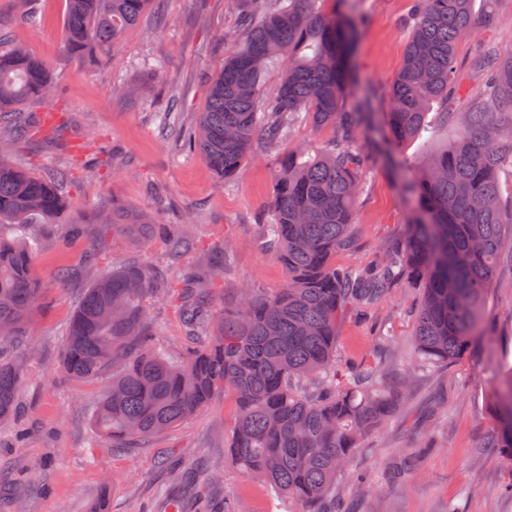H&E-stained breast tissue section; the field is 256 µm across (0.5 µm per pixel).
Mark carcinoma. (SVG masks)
<instances>
[{
    "label": "carcinoma",
    "instance_id": "1",
    "mask_svg": "<svg viewBox=\"0 0 512 512\" xmlns=\"http://www.w3.org/2000/svg\"><path fill=\"white\" fill-rule=\"evenodd\" d=\"M237 0L242 43L209 83V100L185 141L221 181L234 177L256 133L278 148L291 127H329L334 137L313 150L296 146L279 154L278 174L261 225L260 244L286 273L283 288L259 297L240 290L235 303L216 309L203 283L223 268L185 265L175 277L130 260L93 279L71 317L61 365L73 377L112 371V385L92 416L97 434L113 448H132L197 415L214 397L234 394L237 419L228 448L250 477L295 500L300 512H342L336 480L364 438L394 411L411 373L392 386L372 367L339 376L338 324L347 311L375 304L394 278L410 274L423 288L414 346L421 365L453 363L490 338L485 299L502 251H512V207L499 196V173L512 168V55L490 50L471 65L485 74L489 97L466 112H445L457 124L451 141L422 159L397 157L423 130L431 105L458 90L457 45L477 24L473 0H414L412 32L387 94L386 111L369 96L351 94V52L360 28L357 0ZM148 0H67L64 51L90 59L135 27ZM281 63L277 89L265 91L272 65ZM56 82L45 63L21 47L0 51V114L51 96ZM35 119L0 130V346L31 336L41 288L33 255L45 226L69 211L65 173L45 181L16 165L15 144ZM380 156L411 179L403 187L414 204L404 244L388 247L373 271L336 265L353 248V215L361 191L358 131ZM138 237L169 238L180 259L193 239L186 227L147 224L119 214ZM170 298L183 313L189 336L200 341L176 357L153 347L155 329L145 303ZM22 373L0 355V421L10 419ZM496 424L481 447L512 454V368L499 370L491 393ZM214 483L213 471L177 474L182 494L171 512L208 508L189 488Z\"/></svg>",
    "mask_w": 512,
    "mask_h": 512
}]
</instances>
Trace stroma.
Segmentation results:
<instances>
[{
	"instance_id": "stroma-1",
	"label": "stroma",
	"mask_w": 512,
	"mask_h": 512,
	"mask_svg": "<svg viewBox=\"0 0 512 512\" xmlns=\"http://www.w3.org/2000/svg\"><path fill=\"white\" fill-rule=\"evenodd\" d=\"M365 15L354 50L352 90L383 109L410 36L413 0H358ZM41 22H15L16 0H0V28L25 44L49 67L58 85L54 98L26 105L57 138L35 134L20 142V163L52 176L66 168L72 203L65 220L85 226L83 235L54 233L35 259L41 281L29 350L19 352L23 384L11 420L0 423V512H90L105 500L107 512H165L162 491L174 473L204 463L221 471L203 499L225 501L230 512H297L267 484L249 479L224 443L235 424L232 394L217 396L197 416L130 450L94 440L92 412L110 374L82 380L61 367L62 340L95 273L139 259L170 270L167 240L129 236L113 213L132 212L157 224L188 223L195 238L187 264L224 265L222 280L209 284L217 305H230L243 286L258 295L283 287L284 271L258 242L277 170V151L255 138L234 178L218 183L204 157L161 132L156 114L179 101L182 128L192 131L208 103V80L238 48L234 0H149L139 24L105 56L82 60L62 51L66 0H32ZM476 15L492 13L457 48L463 92L483 77L470 61L485 43L512 54V0H474ZM363 184L354 215V246L338 253L342 267L367 270L381 263L386 247L407 236L410 201L401 174L358 139ZM485 315L495 329L477 356L448 365L413 369V379L394 414L373 430L338 482L348 512H512V456L480 445L494 425L489 395L500 365L512 364V264L502 263ZM422 292L407 276L396 278L368 313L349 312L338 328L339 368L383 365L389 379L411 367L413 333ZM147 316L162 347L186 346L180 308L153 299ZM414 456L416 468L392 478L390 463Z\"/></svg>"
}]
</instances>
